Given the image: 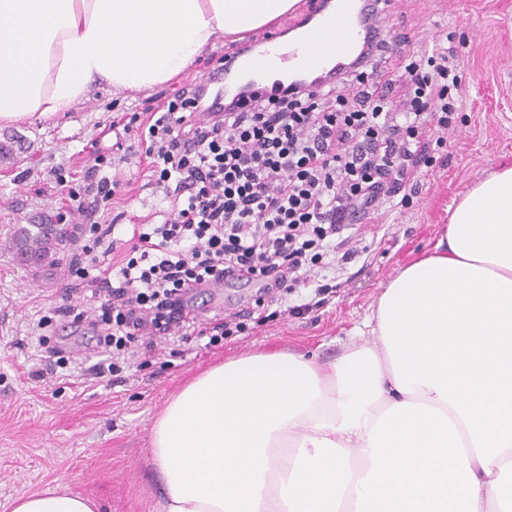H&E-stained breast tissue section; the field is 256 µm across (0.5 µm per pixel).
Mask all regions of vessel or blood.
<instances>
[{"mask_svg":"<svg viewBox=\"0 0 512 512\" xmlns=\"http://www.w3.org/2000/svg\"><path fill=\"white\" fill-rule=\"evenodd\" d=\"M378 4L365 0L364 8H355L353 0H318L314 14V32L323 37L315 46L309 35L285 44L275 34L251 38L236 48L231 59L213 64L198 81L203 111L220 112L228 104L239 102L236 92L244 76H251L256 94L268 96L291 85L303 84L317 89L343 75L360 58L368 42L382 39L376 24ZM278 55L281 66L275 79L254 76L255 56Z\"/></svg>","mask_w":512,"mask_h":512,"instance_id":"vessel-or-blood-1","label":"vessel or blood"}]
</instances>
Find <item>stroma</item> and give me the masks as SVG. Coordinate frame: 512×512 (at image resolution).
<instances>
[{"mask_svg":"<svg viewBox=\"0 0 512 512\" xmlns=\"http://www.w3.org/2000/svg\"><path fill=\"white\" fill-rule=\"evenodd\" d=\"M401 51L448 49L462 76L460 121L439 149L432 171L421 174V191L410 207H389L381 223L363 221L356 260L337 264L335 275L310 279L283 299V307L311 301L326 283L319 306L295 316L283 314L206 346L189 336L158 344L135 358L121 383L96 377L99 360L93 330L57 318L54 345L69 361L54 367L34 328L51 314L70 283L75 255L66 245L54 266L19 262L9 247L18 224H39L45 216L67 213L69 203L55 187L53 170L82 176L86 144L114 113L141 112L155 97L172 93L203 74L199 57L172 80L147 91L95 88L71 111L48 120L0 126V142L14 145L13 158L0 161V512L20 494L60 485L91 496L104 512H160L164 487L150 461L151 432L169 398L190 377L213 364L252 351L284 349L330 361L354 340L379 295L398 271L428 252L448 213L470 188L502 164L512 162V0H390L382 14ZM127 182L125 218L113 236L129 239L133 223L167 206L162 192L148 185L135 153L117 165ZM256 290L236 282L193 292L199 320L249 311ZM45 379H34L37 370Z\"/></svg>","mask_w":512,"mask_h":512,"instance_id":"stroma-1","label":"stroma"}]
</instances>
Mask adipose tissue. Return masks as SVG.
I'll use <instances>...</instances> for the list:
<instances>
[{
	"label": "adipose tissue",
	"instance_id": "obj_1",
	"mask_svg": "<svg viewBox=\"0 0 512 512\" xmlns=\"http://www.w3.org/2000/svg\"><path fill=\"white\" fill-rule=\"evenodd\" d=\"M298 0H0V125L150 90ZM369 343L210 366L152 429L162 512H512V164L387 284ZM10 512H100L60 487Z\"/></svg>",
	"mask_w": 512,
	"mask_h": 512
}]
</instances>
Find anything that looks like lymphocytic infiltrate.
Segmentation results:
<instances>
[{"instance_id": "obj_1", "label": "lymphocytic infiltrate", "mask_w": 512, "mask_h": 512, "mask_svg": "<svg viewBox=\"0 0 512 512\" xmlns=\"http://www.w3.org/2000/svg\"><path fill=\"white\" fill-rule=\"evenodd\" d=\"M365 56L367 66L337 83L254 95L246 108L206 121L188 87L113 116L112 128L137 132L144 175L171 205L162 222L134 225L123 255L97 219L123 192L104 174L111 156L95 154L78 182L56 172L60 193L85 221L70 273L83 278L98 267L92 296L100 309L91 321L72 305L57 313L91 323L110 375L129 367L141 335L150 350L188 329L212 346L245 331L232 315L196 322L185 307L188 289L245 277L263 283L256 305L268 309L313 268L356 258L348 231L362 219L412 204L417 171L432 166L456 126L457 66L447 52L398 53L387 39ZM104 253L115 262L102 264Z\"/></svg>"}]
</instances>
